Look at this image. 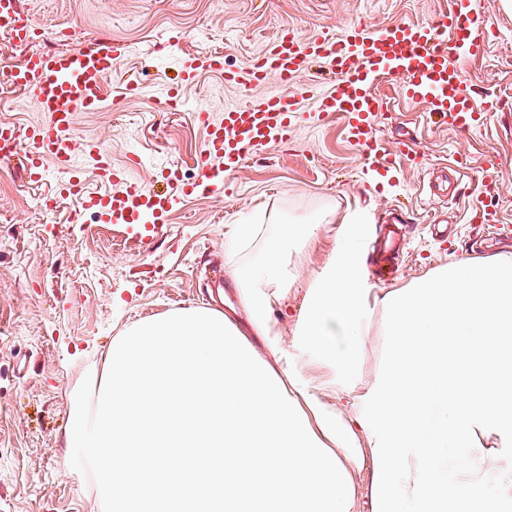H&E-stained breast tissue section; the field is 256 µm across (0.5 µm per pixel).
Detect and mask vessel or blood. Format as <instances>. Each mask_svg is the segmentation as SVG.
Here are the masks:
<instances>
[{
    "label": "vessel or blood",
    "instance_id": "obj_1",
    "mask_svg": "<svg viewBox=\"0 0 512 512\" xmlns=\"http://www.w3.org/2000/svg\"><path fill=\"white\" fill-rule=\"evenodd\" d=\"M476 4L454 0L448 13L431 23L402 20L374 31L359 24L339 36L289 31L271 40L241 70L225 69L219 53L189 60L188 69L223 72L225 83L243 94L223 112H196L207 137L193 190L221 191L224 172L249 156L288 143L293 128L318 124L333 113L345 119L354 145L372 164H381L385 153L376 136L378 99L371 84L382 75L397 79L405 99L423 105L433 124L461 131L479 127L485 115L475 110L463 75L452 62L453 56L477 57L486 49L487 28ZM17 14L18 0H0V33L29 43L33 28L18 21ZM132 54L129 43L107 37L83 39L65 51L28 54L7 81L24 101L41 109L44 119L21 127L0 123V164L22 165L31 181L47 185L49 199L80 197L83 210L102 223L141 224L144 238L151 239L188 196L176 170H169L163 189L147 188L113 166L95 144L74 135L78 114L101 108L105 81ZM317 59L327 62L336 85L333 92L317 96L310 108H303L293 95L253 96V89L272 76L281 84L293 83ZM84 156L93 157L100 177L112 185L110 192L88 190L80 163Z\"/></svg>",
    "mask_w": 512,
    "mask_h": 512
}]
</instances>
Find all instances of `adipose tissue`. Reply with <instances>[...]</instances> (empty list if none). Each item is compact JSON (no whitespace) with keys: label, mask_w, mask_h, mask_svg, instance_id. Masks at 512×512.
Returning a JSON list of instances; mask_svg holds the SVG:
<instances>
[{"label":"adipose tissue","mask_w":512,"mask_h":512,"mask_svg":"<svg viewBox=\"0 0 512 512\" xmlns=\"http://www.w3.org/2000/svg\"><path fill=\"white\" fill-rule=\"evenodd\" d=\"M237 295L268 359L224 313L137 324L75 393L66 445L101 512H502L512 501V255L460 261L372 298L347 248L310 288L298 338ZM384 355L362 372L369 302ZM331 369L317 381L300 357ZM335 405H327L324 394ZM367 487H360V474ZM496 488L488 496V488Z\"/></svg>","instance_id":"ef3b65f1"}]
</instances>
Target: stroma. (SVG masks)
Returning <instances> with one entry per match:
<instances>
[{
	"label": "stroma",
	"instance_id": "stroma-1",
	"mask_svg": "<svg viewBox=\"0 0 512 512\" xmlns=\"http://www.w3.org/2000/svg\"><path fill=\"white\" fill-rule=\"evenodd\" d=\"M452 2L19 0L20 12L42 34L26 45L0 36V120L26 125L42 118L16 100L7 82L27 54L72 48L80 36L123 40L134 47L133 57L109 77L103 109L78 115L75 134L145 186L169 167L191 183L206 138L194 110L223 109L239 94L220 74L200 71L183 85V106L162 110L158 102L182 58L219 52L225 67L237 70L289 26L311 36L358 23L430 22ZM480 12L486 51L459 66L473 103L493 105V112L479 129L448 131L406 102L395 80L377 83L383 146L403 134L418 144L416 154L390 157L384 173L349 142L341 117L330 115L318 126L298 127L292 144L243 160L225 177L223 192L189 197L145 246L137 226L103 224L89 213L75 222L80 205L73 198L33 209L42 188L18 165H0V512H96L90 477L63 447L72 396L135 324L202 306L214 279L224 285L220 309L228 311L237 301V272L260 263L281 224L327 216L308 239L284 245L275 276L259 280L262 290L281 296L271 320L288 344L309 288L345 248L349 222L360 231L359 275L378 295L386 287L374 278L373 246L395 213L407 242L395 288L454 262L512 254V10L502 0H480ZM170 41L176 47L164 64H151L154 47ZM130 75L140 94H125ZM491 156L501 163L489 171ZM477 170L487 173L483 196L470 181ZM254 218L256 237L231 249L235 225Z\"/></svg>",
	"mask_w": 512,
	"mask_h": 512
}]
</instances>
